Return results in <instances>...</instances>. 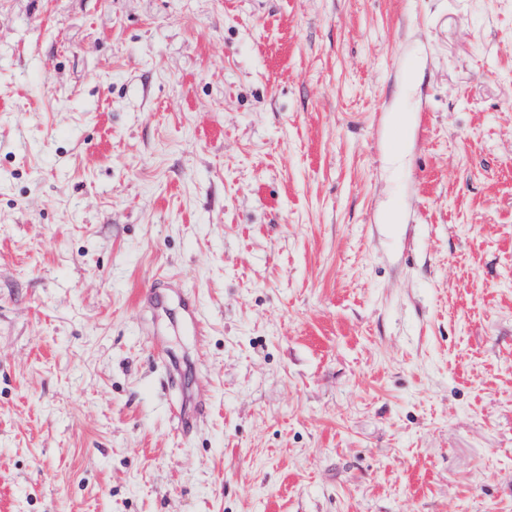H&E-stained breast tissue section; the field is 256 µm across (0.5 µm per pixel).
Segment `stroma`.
I'll return each mask as SVG.
<instances>
[{"instance_id":"obj_1","label":"stroma","mask_w":512,"mask_h":512,"mask_svg":"<svg viewBox=\"0 0 512 512\" xmlns=\"http://www.w3.org/2000/svg\"><path fill=\"white\" fill-rule=\"evenodd\" d=\"M0 512H512V0H0Z\"/></svg>"}]
</instances>
